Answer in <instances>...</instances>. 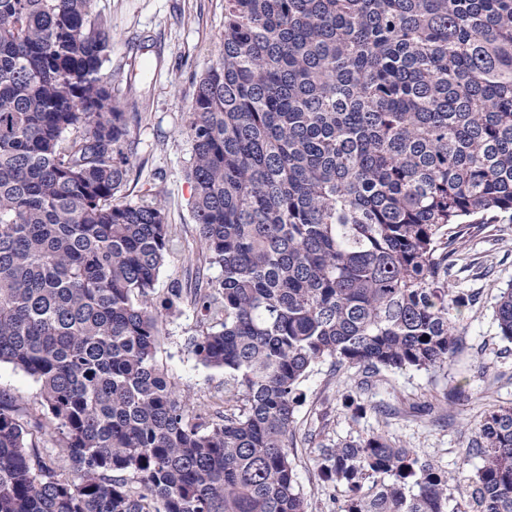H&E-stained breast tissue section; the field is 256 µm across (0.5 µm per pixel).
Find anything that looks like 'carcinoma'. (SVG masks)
Listing matches in <instances>:
<instances>
[{
    "label": "carcinoma",
    "instance_id": "1",
    "mask_svg": "<svg viewBox=\"0 0 512 512\" xmlns=\"http://www.w3.org/2000/svg\"><path fill=\"white\" fill-rule=\"evenodd\" d=\"M93 0H0V363L53 425L0 396V512H307L288 448L313 368L452 364L472 298L464 229L512 222V0H224L192 94L193 210L221 270L190 338L224 371L191 412L157 360L155 284L177 240L118 202L123 112ZM512 342V287L495 308ZM62 448L56 471L28 447ZM450 478L384 432L324 444L340 512H512V406L484 412ZM0 393L13 397L31 423L46 421V409L40 397L39 384L7 363L0 364ZM47 439L42 436L40 433L33 431L32 443L35 444L36 448H39V452L43 457L44 461L49 463H54V467L58 469H69L70 462L65 454L62 452L61 448H55V446L51 442H47ZM48 447V448H46Z\"/></svg>",
    "mask_w": 512,
    "mask_h": 512
}]
</instances>
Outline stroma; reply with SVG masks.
Instances as JSON below:
<instances>
[{"label":"stroma","mask_w":512,"mask_h":512,"mask_svg":"<svg viewBox=\"0 0 512 512\" xmlns=\"http://www.w3.org/2000/svg\"><path fill=\"white\" fill-rule=\"evenodd\" d=\"M94 15L112 34L103 73L128 114L122 144L129 158L121 201L151 196L164 209L180 245L167 256L157 280V296L171 289L182 298L167 316L157 359L177 384L188 408L206 413L224 395L223 372L204 367L188 344L206 323L192 302L195 288L214 281L219 268L201 253L188 179L191 142L186 134L195 84L215 60L224 35V0H94ZM512 283V224H484L472 229L460 249L453 287L476 292L465 321L453 366L436 374L407 369L383 373L364 389H347L318 365L302 383L303 398L288 439L297 481L308 512H336L324 493L316 465L320 444L358 439L379 429L456 476L475 470L465 456L493 392L495 404L512 405V343L503 340L494 321L501 288ZM465 382L467 398L446 395ZM0 393L13 397L29 421H42L46 410L38 383L0 364ZM354 396L366 411L352 417L345 406Z\"/></svg>","instance_id":"1"}]
</instances>
